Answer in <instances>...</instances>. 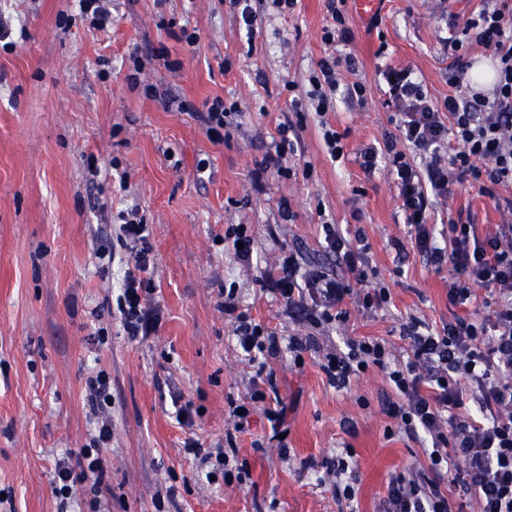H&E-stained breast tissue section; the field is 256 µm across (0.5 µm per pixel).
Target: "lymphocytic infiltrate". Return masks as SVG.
<instances>
[{
	"instance_id": "lymphocytic-infiltrate-1",
	"label": "lymphocytic infiltrate",
	"mask_w": 512,
	"mask_h": 512,
	"mask_svg": "<svg viewBox=\"0 0 512 512\" xmlns=\"http://www.w3.org/2000/svg\"><path fill=\"white\" fill-rule=\"evenodd\" d=\"M481 2L479 12L465 24L449 15L451 35L445 44L456 53L472 46L492 51L497 72L493 95L454 94L435 102L411 68H387L382 77L387 104L399 116V135L386 140L383 149H363L360 156L367 172L378 157H385L394 175L410 228L409 242L394 240L397 254L413 249L427 266L449 270L452 306L471 307L474 287L485 288L489 296L482 311L455 317L438 330L409 318L400 326L408 342L400 357L386 339L373 336L347 340L342 350L324 347L321 335L348 320V302L369 311L391 301L389 289L368 265L364 246L327 223L322 226L324 250L344 268V275L307 264L292 249L261 281L264 290L284 302L289 316L307 326V333L284 338L256 323L242 310L235 290L224 291L221 303L241 355L255 368L248 391L231 412L235 432L248 431L254 409L268 392L276 391L267 362L281 352H288L297 368L304 366L306 357L317 358L328 384L339 390L349 388L368 369L382 373L394 392L384 413L407 439L431 445L426 472L412 478L400 471L390 475L383 512H453L448 497L452 486L474 497L480 512H512V224L497 225L493 234L480 238L472 220L453 221L443 244L429 222L438 198L447 195L451 184H478L491 198L498 187L512 186V28L506 25L512 0ZM353 63V57L333 55L317 61L308 89L291 101L293 117L278 126L273 151L256 162L254 186L271 175L294 176V168L285 166L283 159L301 149L307 108L326 114L336 91L337 67ZM452 139L457 150L443 155ZM119 239L129 256L115 316L129 340L141 341L157 332L160 310L154 297V246L139 207L122 214ZM109 389L110 379L103 372L85 382L86 404L101 426L89 445L56 462L54 481L63 498L103 492L105 471L99 453L112 437L106 414Z\"/></svg>"
}]
</instances>
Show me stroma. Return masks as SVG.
<instances>
[{
	"instance_id": "stroma-1",
	"label": "stroma",
	"mask_w": 512,
	"mask_h": 512,
	"mask_svg": "<svg viewBox=\"0 0 512 512\" xmlns=\"http://www.w3.org/2000/svg\"><path fill=\"white\" fill-rule=\"evenodd\" d=\"M107 29L90 28L77 0H0L8 25L0 42V512H94L89 498L61 501L55 462L89 444L96 422L85 405V380L106 372L111 381L112 441L104 449L109 488L105 512H380L396 471L428 468L420 444L393 433L381 411L390 387L377 371L349 390L330 387L314 360L302 371L287 357L271 361L279 395L291 405L287 458L255 449L269 435L265 419L250 433L227 439L232 401L253 370L241 360L231 325L219 310L221 288L236 287L256 321L281 335L304 328L259 281L282 248L307 263L327 265L321 224L347 236L364 233L370 267L391 302L330 333L379 336L404 349V318L434 328L452 320L448 274L435 272L416 251L397 257L390 242L409 228L393 175L385 165L365 173L356 156L395 133L380 72L412 68L432 101L451 94L448 35L440 0H383L378 27L360 16L356 0L345 14L353 31L355 71L340 83H363V101L336 94L324 119L344 136L345 156L332 161L316 114H308L301 156L310 178H268L254 190L250 172L291 110L286 82L305 85L331 48L321 39L326 0H300L280 12L254 0L257 25L246 33L224 0H104ZM197 31L187 46L168 22ZM166 52L178 69L156 60ZM145 59L130 86V54ZM176 96L186 112L167 110ZM236 101L239 128L212 142L196 118L205 101ZM118 160L125 183L90 180V162ZM288 200L294 220L279 216ZM139 206L153 227L160 327L132 341L112 317L124 251L116 246L121 211ZM472 216L478 236L512 223V211L481 194L478 185H452L431 220L443 228ZM249 224L256 238L251 265L238 264L230 244L217 242L227 225ZM112 250L113 259L101 258ZM191 400L192 426L177 422L172 395ZM214 451L236 447L246 464L245 488L208 476L185 451L189 439ZM352 449L358 481L354 500L336 498L323 463Z\"/></svg>"
}]
</instances>
